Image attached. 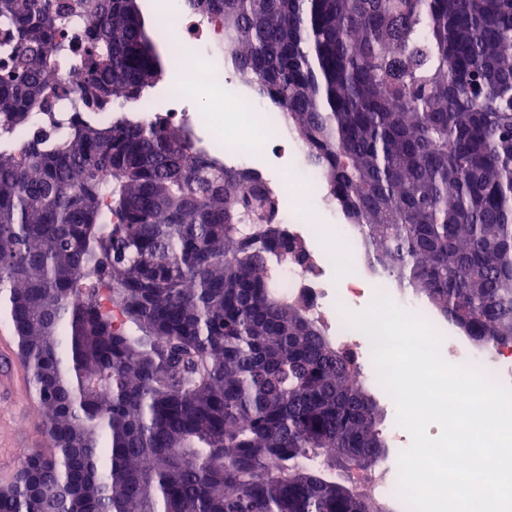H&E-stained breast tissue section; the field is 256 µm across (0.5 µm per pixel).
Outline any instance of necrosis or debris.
Returning a JSON list of instances; mask_svg holds the SVG:
<instances>
[{"label": "necrosis or debris", "mask_w": 512, "mask_h": 512, "mask_svg": "<svg viewBox=\"0 0 512 512\" xmlns=\"http://www.w3.org/2000/svg\"><path fill=\"white\" fill-rule=\"evenodd\" d=\"M171 20L179 31L177 40L167 47L182 80L168 89L162 112H146V121L163 120L171 125L187 124L200 129L208 145L223 153L225 159L247 165L251 158L258 157L278 161L279 167L268 186L281 199L292 200L299 210L312 208L322 199L314 169L289 161L295 150V141L289 130L282 127V115L270 112L265 106H254L245 118L244 129L212 124L208 109H199L187 114L181 108L185 96L194 88L222 82L220 71L206 62V57L219 37L213 24L199 15L174 7ZM277 222L288 225V233L309 240L310 262L308 265L285 263L279 271V285L284 297L301 301L308 313L317 318L333 336L337 345L351 352L355 360L373 356L372 345L367 336L347 320L339 316L329 299L333 286L327 275L325 251L319 250L320 240L312 225L303 221L287 222L284 211L275 214ZM442 356L456 357L459 363L485 366L487 372L501 384L512 387V346L494 350L492 360H484L481 352L469 349L465 340L454 335L445 336L440 347Z\"/></svg>", "instance_id": "obj_1"}]
</instances>
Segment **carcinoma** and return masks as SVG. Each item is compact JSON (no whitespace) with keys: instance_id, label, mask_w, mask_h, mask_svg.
Masks as SVG:
<instances>
[{"instance_id":"1","label":"carcinoma","mask_w":512,"mask_h":512,"mask_svg":"<svg viewBox=\"0 0 512 512\" xmlns=\"http://www.w3.org/2000/svg\"><path fill=\"white\" fill-rule=\"evenodd\" d=\"M182 7L373 261L478 347L512 344V0ZM169 63L138 0H0V319L53 448L0 512H389L350 477L383 458V412L278 290L308 258L276 194L137 116ZM64 84L67 136L14 141L56 124ZM116 99L132 114L101 120Z\"/></svg>"}]
</instances>
